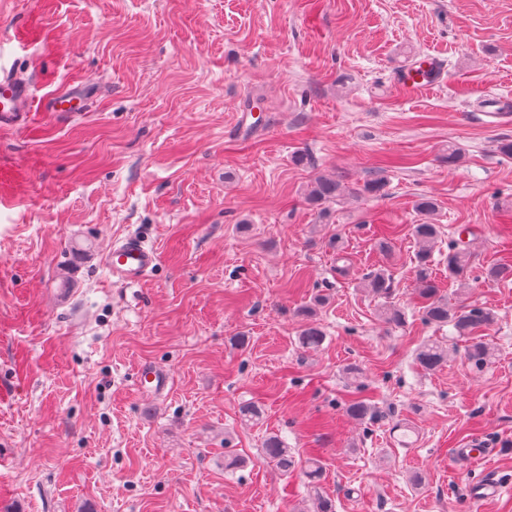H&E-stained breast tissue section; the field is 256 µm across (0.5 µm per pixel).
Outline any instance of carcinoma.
Segmentation results:
<instances>
[{
  "instance_id": "1",
  "label": "carcinoma",
  "mask_w": 512,
  "mask_h": 512,
  "mask_svg": "<svg viewBox=\"0 0 512 512\" xmlns=\"http://www.w3.org/2000/svg\"><path fill=\"white\" fill-rule=\"evenodd\" d=\"M384 187L385 180L381 177L375 178L353 189L352 194L376 197L382 195ZM344 192L345 188L336 178L318 175L307 185L305 202L313 207L322 206L336 201ZM415 209L423 216L421 223L412 225V235L417 243L413 266L414 293L420 303L422 319L425 323L437 327L452 326L457 335L466 338V360L476 367H482L491 362L494 356V350L485 341L483 332L493 327L497 322V315L490 308L453 307L440 297L434 261L440 225L432 222L437 202L431 197L423 196L418 199ZM471 265L470 249L457 241H450L447 259L448 281L457 285L462 294L468 293L469 290L468 271ZM483 276L485 280L491 282H508L512 280V263L502 260L492 264L484 269ZM359 286L383 300L381 315L387 324L398 326L405 323L404 309L392 301L393 281L386 268L380 266L372 270L361 279ZM299 341L306 348H317L324 341V332L312 320L301 330ZM447 360L448 349L431 340L421 343L415 351V362L426 371L439 369ZM347 412L361 420L374 418L372 406L363 400L350 402ZM262 455L267 462L285 475L295 467V459L290 448L278 435H269L265 438ZM306 475L313 489L315 512H335L333 500L321 492L322 467L318 460L308 459Z\"/></svg>"
}]
</instances>
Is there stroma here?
I'll return each mask as SVG.
<instances>
[{
    "instance_id": "35a3bbf8",
    "label": "stroma",
    "mask_w": 512,
    "mask_h": 512,
    "mask_svg": "<svg viewBox=\"0 0 512 512\" xmlns=\"http://www.w3.org/2000/svg\"><path fill=\"white\" fill-rule=\"evenodd\" d=\"M427 55L443 80L405 95ZM0 67L34 109L0 129V512H313L311 455L336 512H512V282L482 278L512 261V121L484 115L512 113V0H0ZM67 88L85 110L47 111ZM319 173L385 192L314 208ZM423 195L440 248L473 231L469 299L498 317L479 370L413 300ZM130 236L159 262L124 284L103 258ZM381 263L405 327L358 286ZM428 338L448 348L433 372L413 361ZM357 397L375 419L347 415ZM272 432L289 474L261 455ZM471 439L494 455L457 458ZM490 475L505 489L473 500Z\"/></svg>"
}]
</instances>
